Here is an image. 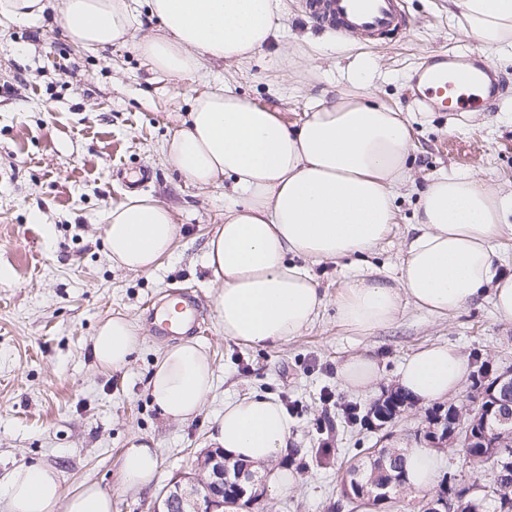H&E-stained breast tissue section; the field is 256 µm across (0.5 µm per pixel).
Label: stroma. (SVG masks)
Returning <instances> with one entry per match:
<instances>
[{
	"label": "stroma",
	"instance_id": "stroma-1",
	"mask_svg": "<svg viewBox=\"0 0 512 512\" xmlns=\"http://www.w3.org/2000/svg\"><path fill=\"white\" fill-rule=\"evenodd\" d=\"M405 35L375 44L315 26L302 0H283L276 38L245 63L206 59L193 74L153 70L139 40L159 34L140 7L133 39L90 51L76 45L53 11L42 21L0 24V477L40 461L65 485L95 481L112 490V512H153L171 479L193 472L214 442L224 401L253 393L287 398L292 423L285 468L297 473L288 493L266 498L267 512H374L343 503L340 488L355 452L379 441L414 444L428 413L410 406L380 428L350 424L345 407L368 412L395 386L400 364L430 345L456 346L489 372L512 365V321L489 299L440 319L407 307L391 324L363 335L343 328L334 298L349 275L370 271L396 284L405 233L420 189L443 171L477 173L512 188V64L492 67L504 84L502 102L468 122L421 110L414 75L425 58L445 51L466 58L473 40L448 15V0H403ZM370 58L371 90L402 112L411 129L414 186L399 189L400 220L372 253L311 265L329 298L316 321L278 348L224 338L213 311L215 286L203 265L205 244L224 221L229 180L200 188L169 169L161 148L177 131L193 98L226 84L254 103L301 122L307 103L347 88L353 65ZM142 194L168 206L176 225L174 252L151 273L116 267L103 244L105 217L121 205L140 171ZM175 291L199 303L215 385L199 413L166 419L147 388L155 359L174 339L148 316ZM112 316L131 321L140 340L131 361L102 369L92 352L97 327ZM378 358L377 390L345 387L336 368L348 356ZM152 442L160 455L153 482L132 494L120 486L118 462L130 439Z\"/></svg>",
	"mask_w": 512,
	"mask_h": 512
}]
</instances>
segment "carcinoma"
I'll list each match as a JSON object with an SVG mask.
<instances>
[{"instance_id":"1","label":"carcinoma","mask_w":512,"mask_h":512,"mask_svg":"<svg viewBox=\"0 0 512 512\" xmlns=\"http://www.w3.org/2000/svg\"><path fill=\"white\" fill-rule=\"evenodd\" d=\"M365 455L349 471L348 485L353 500H368L375 506L384 503L387 494L404 492L405 469L402 450L384 447L376 450L364 449ZM469 459L470 472L489 476L490 491L471 509L462 512H512V474L501 481L492 478L497 462L503 457L512 458V433L503 431L497 434L493 447H479L474 444L461 449Z\"/></svg>"}]
</instances>
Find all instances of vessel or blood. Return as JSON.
I'll list each match as a JSON object with an SVG mask.
<instances>
[{"mask_svg":"<svg viewBox=\"0 0 512 512\" xmlns=\"http://www.w3.org/2000/svg\"><path fill=\"white\" fill-rule=\"evenodd\" d=\"M303 6L317 26L339 36L359 32L375 39L409 26L401 0H303ZM450 62V55L440 52L422 63L416 101L454 120L492 110L498 100L492 69L479 59L459 69L451 68Z\"/></svg>","mask_w":512,"mask_h":512,"instance_id":"1","label":"vessel or blood"}]
</instances>
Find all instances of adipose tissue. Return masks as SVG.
<instances>
[{
  "mask_svg": "<svg viewBox=\"0 0 512 512\" xmlns=\"http://www.w3.org/2000/svg\"><path fill=\"white\" fill-rule=\"evenodd\" d=\"M160 36L138 44L151 67L171 75L198 70L203 59L246 62L275 37L281 0H147ZM74 42L96 50L128 42L136 22L133 0H56ZM465 35L491 58L512 60V0H448ZM371 70L361 60L349 89L310 100L299 126L218 86L197 95L182 126L166 140L167 167L199 187L231 179L232 204L207 242L203 265L217 289V323L225 338L258 348L288 343L307 329L327 299L308 263L373 252L399 222L396 192L412 184L410 132L400 112L375 102L366 89ZM397 285L359 273L336 296L338 322L366 334L392 323L405 304L447 317L489 298L512 320V275L501 272L496 245L512 237V190L487 186L471 172L431 178L419 196ZM176 227L171 211L143 194L128 196L106 217L104 242L112 263L152 272L171 254ZM139 345L135 326L114 317L93 338L106 369L127 365ZM215 368L201 344L186 338L161 351L148 381L153 403L175 422L193 418L212 391ZM344 386L374 390L383 377L366 353L337 368ZM469 377L467 358L451 345L410 355L395 384L419 405L440 402ZM291 424L274 398L255 393L224 402L216 442L231 460L252 464L271 494L293 488L279 463ZM440 452L426 444L404 453L406 488L420 494L436 476ZM157 449L132 439L119 459L123 487L153 481ZM5 512H112V492L96 482L65 487L58 470L35 462L14 468L0 482Z\"/></svg>",
  "mask_w": 512,
  "mask_h": 512,
  "instance_id": "adipose-tissue-1",
  "label": "adipose tissue"
}]
</instances>
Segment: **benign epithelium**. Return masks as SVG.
<instances>
[{"label":"benign epithelium","instance_id":"7a95c632","mask_svg":"<svg viewBox=\"0 0 512 512\" xmlns=\"http://www.w3.org/2000/svg\"><path fill=\"white\" fill-rule=\"evenodd\" d=\"M472 383L481 389L477 407L450 403L430 412L425 425L416 437L433 448H461L475 441L486 443L491 438L488 424L512 425V403L500 395L512 391V369L495 376L477 373ZM407 403L395 395L377 402L371 416L381 423L401 414ZM488 486L475 479L468 486H458L453 492L443 490L426 499L428 512H460L465 498L473 493L486 492ZM265 497V488L258 472L249 467L232 470L224 458V450L212 449L204 453L198 473L188 487L180 481L171 482L161 493L154 512H256Z\"/></svg>","mask_w":512,"mask_h":512}]
</instances>
